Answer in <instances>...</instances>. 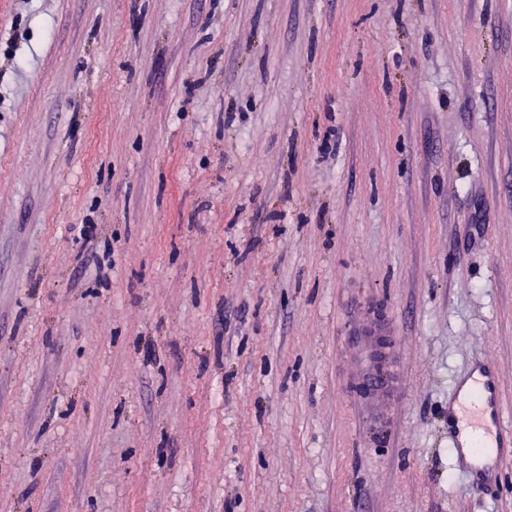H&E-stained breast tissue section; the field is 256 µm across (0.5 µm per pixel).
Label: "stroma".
<instances>
[{
  "label": "stroma",
  "instance_id": "stroma-1",
  "mask_svg": "<svg viewBox=\"0 0 512 512\" xmlns=\"http://www.w3.org/2000/svg\"><path fill=\"white\" fill-rule=\"evenodd\" d=\"M480 363L512 0H0V512H512ZM478 378V375L475 374L474 377L465 381L458 393V401H457V411H458V422L457 427L460 432L459 442L462 446V449L467 451L470 448L471 443L475 438H481L488 445H494L495 440L492 433H488L484 430L474 429L470 426H467L465 418L466 412L474 407V400L472 398L474 381Z\"/></svg>",
  "mask_w": 512,
  "mask_h": 512
}]
</instances>
